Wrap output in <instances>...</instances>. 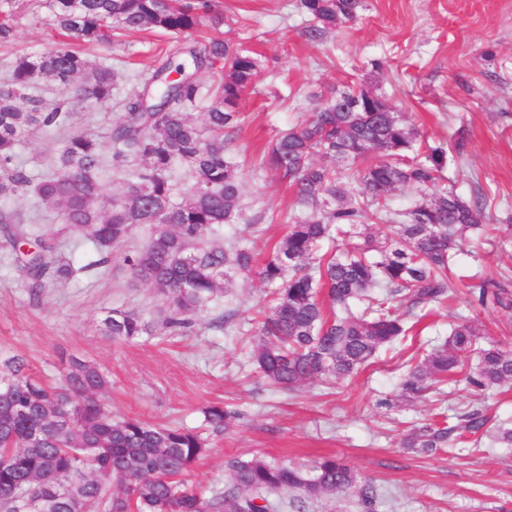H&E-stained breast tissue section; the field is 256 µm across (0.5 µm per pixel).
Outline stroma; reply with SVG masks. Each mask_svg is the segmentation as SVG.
Returning <instances> with one entry per match:
<instances>
[{
  "label": "stroma",
  "instance_id": "35a3bbf8",
  "mask_svg": "<svg viewBox=\"0 0 512 512\" xmlns=\"http://www.w3.org/2000/svg\"><path fill=\"white\" fill-rule=\"evenodd\" d=\"M296 4L215 0L224 24L200 30L201 36L217 35L252 51L260 67L228 146L238 165L242 214L221 228L215 243L246 237L257 260L265 261L284 235L295 202L285 183L260 169L262 152L336 91L361 87L377 90L404 112L423 143L448 150V187L467 200L482 195L487 223L512 224V0H362L355 22L316 39ZM176 41L173 35L135 32L87 54L95 64L123 61L128 75L151 70L161 50ZM76 45L53 29L34 0H18L15 36L0 46V74L16 53ZM70 110L71 131L97 135L121 113L112 103L79 100L71 101ZM461 128L468 140L459 157L453 148ZM60 144L57 133H33L19 146L18 159L33 174L50 172ZM0 210L21 216L18 240L0 233V372L16 356L53 381L70 370L72 359L96 363L107 377L99 397L117 419L200 428L209 405L237 410L240 417L228 429L209 433V451L192 473L207 490L227 483L224 463L232 457L300 466L336 456L377 486L379 512H512V447L470 438L430 453L403 445L412 425L438 413L452 425L477 409L491 423L512 422V388L483 395L451 383L423 399H398L392 409L380 405L396 397L403 364L448 337L457 314H467L491 339L512 340V312L468 304L482 281L512 282V243L471 237L449 274L454 295L351 379L277 392L250 361L257 335L253 317L268 303L257 276L225 281L207 311L189 327L172 330L167 306L122 262L147 243V228L114 244L101 265L83 234L64 224L54 206L31 196L0 197ZM44 242L52 246L49 260L70 263L74 273L66 280L46 278L34 292L22 259ZM115 310L138 314L148 334L132 340L107 335L104 320Z\"/></svg>",
  "mask_w": 512,
  "mask_h": 512
}]
</instances>
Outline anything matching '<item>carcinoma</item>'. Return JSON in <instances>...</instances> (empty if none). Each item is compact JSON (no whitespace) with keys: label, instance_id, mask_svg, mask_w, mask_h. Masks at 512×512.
<instances>
[{"label":"carcinoma","instance_id":"cac0c4a2","mask_svg":"<svg viewBox=\"0 0 512 512\" xmlns=\"http://www.w3.org/2000/svg\"><path fill=\"white\" fill-rule=\"evenodd\" d=\"M57 29L94 45L127 32L160 30L174 35L198 30L208 17L224 16L213 0H39ZM16 0H0V44L14 38ZM312 17L311 32L326 34L357 18L360 0H300ZM224 62V77L208 88L210 104L202 126L187 112L202 99L194 71ZM259 75L258 60L219 36L168 53L162 66L134 77L141 89L116 102L123 108L103 135L69 133L70 100L113 101L121 74L94 66L77 49L24 53L0 83V196L33 193L55 205L63 222L76 227L108 261L112 245L137 228L152 229L149 244L124 257L131 274L151 285L171 309L167 324L184 327L221 290L229 270L254 271L255 256L240 242L210 244L208 237L241 213V185L226 143L240 121V103ZM64 98L48 106L38 86ZM38 130L65 134L54 171L32 175L17 162L16 149ZM112 145L111 167L128 173L122 191L101 213V139ZM418 131L407 116L367 88L341 91L305 123L280 135L267 149L263 167L287 181L299 207L287 233L257 275L269 287V305L258 312V338L251 358L261 378L279 391H295L322 379L340 383L379 350L407 336L413 326L398 313L423 304H442L452 292L448 270L466 233L497 231L484 223L483 199L466 201L444 189L428 203L404 213L390 210L395 190L432 186L447 165V151L428 147L417 154ZM344 161L319 164L314 156ZM186 169L192 183L178 191ZM376 219L394 225L392 235L370 231ZM343 237L341 254H318L325 240ZM32 288L72 274L70 264L50 266L36 252L28 258ZM366 304L359 316L350 305ZM512 309V289L484 283L474 297ZM106 331L132 339L148 326L132 312L105 319ZM481 336L465 317L449 336L401 375L399 390L420 398L455 375L480 391L512 385V348ZM477 356L471 368L467 360ZM107 381L93 363L72 362L55 385L25 371L13 359L0 374V512H273L272 494L305 500L353 491L361 512H378L381 495L358 480L343 460L325 457L306 468L274 460L232 457L229 482L208 492L190 479L208 452L196 428L112 419L97 398ZM204 422L215 431L229 427L239 412L210 405ZM480 411L465 415L464 430L512 447V427L488 426ZM456 426L432 420L408 436L407 446L426 452L456 440Z\"/></svg>","mask_w":512,"mask_h":512}]
</instances>
